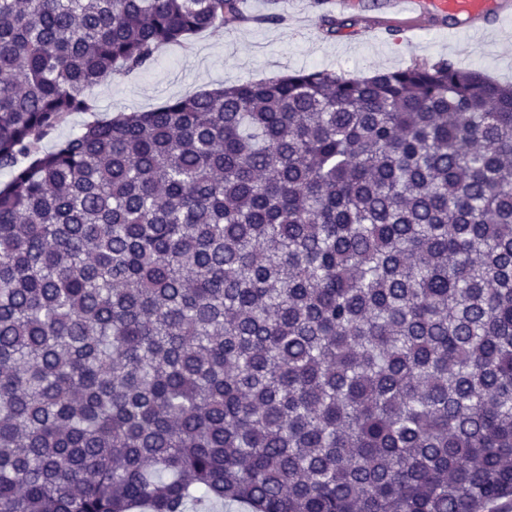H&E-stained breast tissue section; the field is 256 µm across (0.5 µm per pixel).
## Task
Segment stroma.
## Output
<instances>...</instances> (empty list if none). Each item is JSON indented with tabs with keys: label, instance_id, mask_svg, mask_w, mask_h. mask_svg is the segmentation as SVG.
Returning a JSON list of instances; mask_svg holds the SVG:
<instances>
[{
	"label": "stroma",
	"instance_id": "obj_1",
	"mask_svg": "<svg viewBox=\"0 0 512 512\" xmlns=\"http://www.w3.org/2000/svg\"><path fill=\"white\" fill-rule=\"evenodd\" d=\"M351 31L325 38L319 17L301 23L289 10L287 25L247 24L232 31H205L188 45L163 47L147 68L115 74L93 90L95 113H77L41 145L51 149L98 119L112 120L131 111H148L169 99L205 92L243 81H259L291 70L322 69L344 76H369L414 63L450 60L459 68L478 69L503 83H512V28L490 27L469 55H460L453 22L424 27L413 44L389 36L396 20L386 15L384 0H355L348 12Z\"/></svg>",
	"mask_w": 512,
	"mask_h": 512
}]
</instances>
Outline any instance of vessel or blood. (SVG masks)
I'll return each instance as SVG.
<instances>
[{"instance_id":"1","label":"vessel or blood","mask_w":512,"mask_h":512,"mask_svg":"<svg viewBox=\"0 0 512 512\" xmlns=\"http://www.w3.org/2000/svg\"><path fill=\"white\" fill-rule=\"evenodd\" d=\"M387 10L396 16L402 33L416 24L453 18L465 27L470 40H477L486 25L512 17V0H385Z\"/></svg>"}]
</instances>
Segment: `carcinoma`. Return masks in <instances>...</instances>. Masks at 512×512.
<instances>
[{"instance_id": "1", "label": "carcinoma", "mask_w": 512, "mask_h": 512, "mask_svg": "<svg viewBox=\"0 0 512 512\" xmlns=\"http://www.w3.org/2000/svg\"><path fill=\"white\" fill-rule=\"evenodd\" d=\"M245 21L0 0V512L512 499V84L290 72L40 148L108 77Z\"/></svg>"}]
</instances>
